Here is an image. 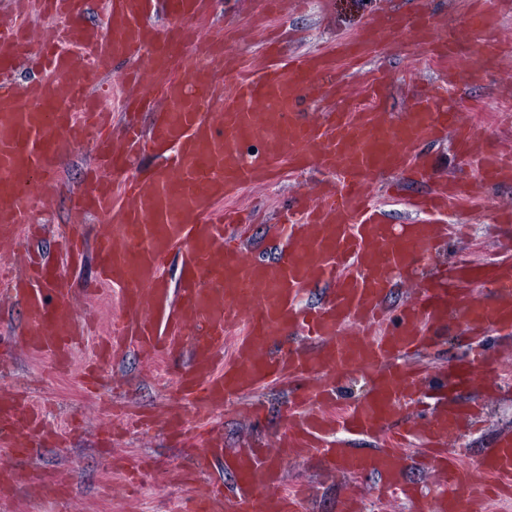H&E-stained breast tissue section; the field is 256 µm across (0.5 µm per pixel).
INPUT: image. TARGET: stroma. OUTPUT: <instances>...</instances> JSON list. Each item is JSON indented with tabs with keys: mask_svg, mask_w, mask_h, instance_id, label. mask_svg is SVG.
Instances as JSON below:
<instances>
[{
	"mask_svg": "<svg viewBox=\"0 0 512 512\" xmlns=\"http://www.w3.org/2000/svg\"><path fill=\"white\" fill-rule=\"evenodd\" d=\"M398 3L399 0H307L303 10L268 18L263 14L262 0H211L210 14L201 30L210 36H222L225 50L238 57L242 74L250 75L274 60L266 49L269 36L279 38L285 55L330 50L337 41L359 33L368 16L379 12L394 14ZM340 69L344 86L354 99L361 96L369 72L385 70L393 83L385 101L391 112L405 110L412 101L414 85L435 77L423 56L403 40L389 37L382 38L377 55L354 68L341 64ZM508 76L511 74L503 69L469 89L448 93L449 103L459 113L483 110L501 115L500 123L480 130L479 149L492 148L502 138L512 136V96H503L499 91ZM93 156V140L76 147L66 159L57 184L46 190L44 201L34 203L33 217L47 226L45 235L35 245L56 259L61 258L63 242L72 227L83 226L84 262L76 269L63 268L62 273L76 296L80 312L98 318L97 333L102 336L112 325L117 304L114 293L95 290V241L101 220L78 216L72 209L73 196L81 189L85 169ZM331 178L330 170L306 171L284 162L269 182L241 190L233 204L246 217L247 247L265 259L276 258V247L267 234L269 224L275 223L281 209L296 194L318 191ZM402 183L403 191L397 198L386 195L383 182L370 187L375 202L391 224L415 221L416 215L408 202L429 188L428 183L413 176L403 177ZM509 207L512 208V183L492 186L479 196L451 203L447 222L461 226L462 231L440 239L435 263L446 266L462 254L480 262L512 256V223H501L498 218L499 210ZM488 343L500 352L506 376L499 390L485 392L474 386L458 393L462 403L481 408L476 424L450 444L466 462L480 458L502 432H512V339L493 333ZM469 348L461 330L455 329L440 338L433 352L416 356L414 363L428 375L441 374L465 356ZM4 353L11 367L0 372V395L27 388L33 401L45 406L48 421L59 427L61 433L57 441L40 447L34 463L46 472L66 473L70 494L64 499L46 498L38 487L22 483L10 498L0 500V512H179L182 499L189 493L188 486L173 483L170 478L172 469L186 461L180 439L162 431L130 432L116 441L103 434L113 405L156 412L167 406L176 382L159 363L129 352L104 369L106 378L115 377L122 382V391H113L107 385L90 395L85 392L77 369L58 371L50 358L30 356L15 342ZM300 389L299 382L289 379L264 384L234 403L215 409L208 424L222 431L228 448L273 442L288 422L289 402ZM253 406L262 411L260 421H253L248 414ZM146 456L155 462L152 472L135 488H128L124 470ZM374 483L371 477L342 479L324 474L314 458H292L285 465V486L302 487L307 494L301 512H342L343 500L352 491L363 495L364 512H414L412 504L399 498H376L372 492Z\"/></svg>",
	"mask_w": 512,
	"mask_h": 512,
	"instance_id": "obj_1",
	"label": "stroma"
}]
</instances>
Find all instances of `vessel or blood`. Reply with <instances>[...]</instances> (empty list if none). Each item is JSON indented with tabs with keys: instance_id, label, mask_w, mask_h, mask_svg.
<instances>
[{
	"instance_id": "vessel-or-blood-1",
	"label": "vessel or blood",
	"mask_w": 512,
	"mask_h": 512,
	"mask_svg": "<svg viewBox=\"0 0 512 512\" xmlns=\"http://www.w3.org/2000/svg\"><path fill=\"white\" fill-rule=\"evenodd\" d=\"M407 2L394 21L369 19L359 37L337 43L335 52L295 55L255 78L240 76L221 42L184 52L189 32L205 18L207 0H107L104 28L86 22V0H32L49 20L37 41L24 18L0 21V70L28 59L49 73L23 90L0 80V246L35 233L34 192L51 187L68 155L94 138L98 157L77 205L104 218L97 243L100 285L118 290L120 320L97 342L84 373L93 376L97 363L131 349L174 368L190 413L176 406L156 418L141 417V424L182 437L197 475L220 461L236 480L229 493L222 485H205L183 500L181 512H297L302 492L283 487L291 457L317 458L328 474L377 476V497L401 492L416 498V512H484L493 497L512 491V433L500 434L476 461H461L448 441L466 412L450 400L418 425L412 412L420 374L410 360L435 347V327L450 319L474 341L490 330L512 333L511 261L481 266L462 258L434 277L419 274L443 230L435 215L470 196L476 183L512 181V143L476 150L475 128L446 104L449 88L468 87L503 67L502 42L482 37L501 15L494 0H468L460 31L439 27L429 0ZM158 11L173 18V26L152 23ZM385 31L440 62L439 80L392 114L382 105L386 76L375 71L364 104L344 100L320 120L301 119V100L324 98L338 60L374 53ZM121 59L134 61L125 81L140 89L136 105L155 106L154 121L147 130L131 115L103 136L95 124L103 110L91 88ZM229 78L235 84L228 94ZM444 137L474 164L476 181L454 179L416 201L428 221L387 224L370 202L368 185L409 169L432 179L433 167L418 144ZM133 153L159 160L126 184L119 202L115 180ZM285 157L302 169L333 168L336 181L320 197H295L270 225L279 254L265 263L246 254L242 229L221 203L244 184L266 180ZM173 252L181 260L175 288L164 274ZM397 273L417 279L418 296L399 309L395 328L388 329L383 300ZM11 282L24 305L25 350L51 357L58 370L70 369L92 320L77 313L56 265L32 262ZM321 283L327 287L321 305H302L305 291ZM484 285L491 286L492 299L479 297ZM350 323L357 327L351 335L345 332ZM284 336L296 347L280 356L273 343ZM357 372L369 381L366 393L336 409V380ZM281 378L300 380L303 387L277 448H227L197 427L215 407ZM499 379L498 359L481 350L449 374L448 385L479 383L492 390ZM337 428L385 441L380 451L361 453L328 438ZM419 434L425 438L420 463L438 478L431 496H415L404 480L411 462L406 447ZM58 435L35 403L0 398V447L11 462L35 456Z\"/></svg>"
}]
</instances>
